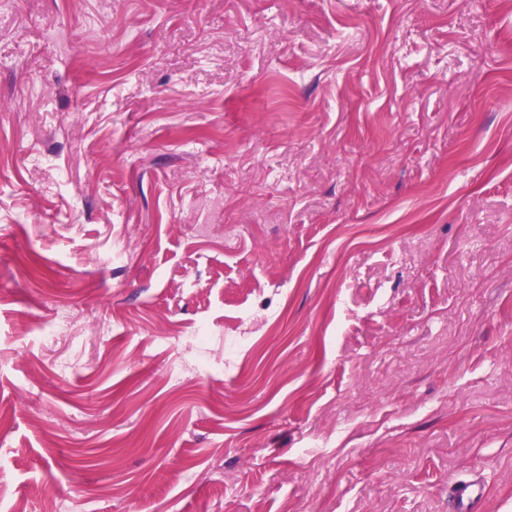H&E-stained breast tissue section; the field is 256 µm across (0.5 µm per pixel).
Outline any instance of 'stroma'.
Segmentation results:
<instances>
[{"label":"stroma","instance_id":"stroma-1","mask_svg":"<svg viewBox=\"0 0 512 512\" xmlns=\"http://www.w3.org/2000/svg\"><path fill=\"white\" fill-rule=\"evenodd\" d=\"M512 512V0H0V512ZM481 484L475 480L460 485L453 491L457 508L460 512L475 509L480 498Z\"/></svg>","mask_w":512,"mask_h":512}]
</instances>
